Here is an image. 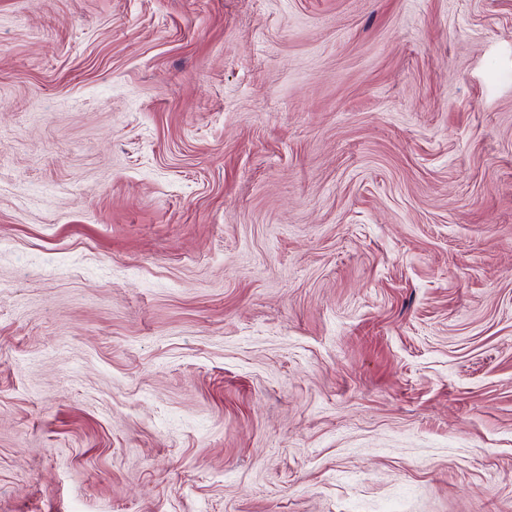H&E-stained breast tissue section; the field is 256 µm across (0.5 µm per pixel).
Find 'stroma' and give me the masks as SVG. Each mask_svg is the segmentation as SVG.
<instances>
[{
  "mask_svg": "<svg viewBox=\"0 0 512 512\" xmlns=\"http://www.w3.org/2000/svg\"><path fill=\"white\" fill-rule=\"evenodd\" d=\"M0 512H512V0H0Z\"/></svg>",
  "mask_w": 512,
  "mask_h": 512,
  "instance_id": "1",
  "label": "stroma"
}]
</instances>
